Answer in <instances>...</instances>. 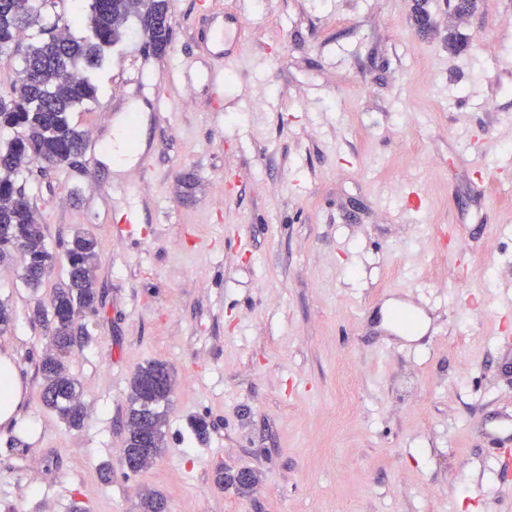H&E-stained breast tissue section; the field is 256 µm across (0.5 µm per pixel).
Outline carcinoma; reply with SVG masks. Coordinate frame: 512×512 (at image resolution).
<instances>
[{
  "instance_id": "carcinoma-1",
  "label": "carcinoma",
  "mask_w": 512,
  "mask_h": 512,
  "mask_svg": "<svg viewBox=\"0 0 512 512\" xmlns=\"http://www.w3.org/2000/svg\"><path fill=\"white\" fill-rule=\"evenodd\" d=\"M150 7L146 0H87L92 38H76L56 28H41L48 38L29 46L23 58L19 89L13 99H0V128L15 130V135L0 147V258L20 245L24 266L22 278L38 288L49 274L53 254L29 200H21L15 176L41 160L62 162L71 154L84 152L85 134L70 121V112L98 100V86L87 75L76 78L81 69L100 65L105 48L117 42L127 23ZM39 14L33 0H0V52L16 45L19 32L36 24ZM415 24L421 33L432 31L433 23L422 0H415ZM140 30L146 43L168 46L172 31H158L143 24ZM68 279L54 289L49 303L39 300L34 315L46 323L49 341L39 363L43 379L42 400L69 426L83 424L86 412L80 384L70 373L65 358L78 344L81 330L76 318L57 319L68 311L96 312L102 305L97 287L99 242L89 233L78 232L68 243ZM154 383L147 392L145 385ZM174 390V376L166 364L150 361L132 377L127 397L125 448L123 453L142 471L160 457L165 449L166 417ZM152 434L145 441L144 433ZM215 484L228 483L241 490L255 483L249 471L224 474L215 472ZM164 501L155 493L141 497V512H164Z\"/></svg>"
}]
</instances>
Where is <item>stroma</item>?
I'll return each instance as SVG.
<instances>
[{
    "instance_id": "stroma-1",
    "label": "stroma",
    "mask_w": 512,
    "mask_h": 512,
    "mask_svg": "<svg viewBox=\"0 0 512 512\" xmlns=\"http://www.w3.org/2000/svg\"><path fill=\"white\" fill-rule=\"evenodd\" d=\"M208 4L237 20L220 60ZM412 4L171 0L165 55L134 25L106 51L98 104L71 114L95 148L18 178L56 262L35 292L21 254L0 266L22 394L0 425V512H140L146 490L166 512H512V440L486 433L512 418V0H428V35ZM40 23L90 34L85 0H47ZM130 112L141 152L118 170ZM80 229L103 304L69 360L72 428L41 398L33 310ZM394 305L419 309V335L389 331ZM152 360L175 375L166 447L132 473L127 396ZM220 467L256 482L217 487Z\"/></svg>"
}]
</instances>
